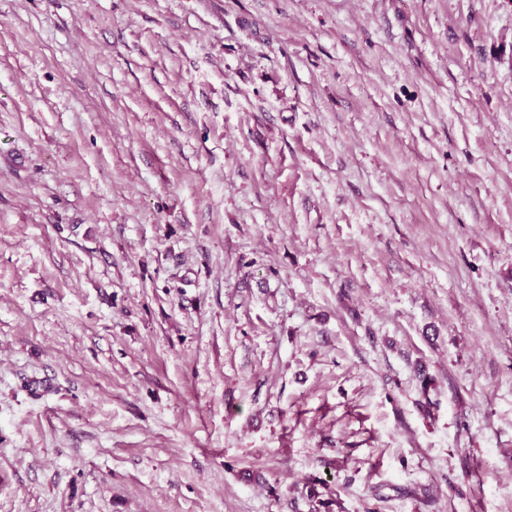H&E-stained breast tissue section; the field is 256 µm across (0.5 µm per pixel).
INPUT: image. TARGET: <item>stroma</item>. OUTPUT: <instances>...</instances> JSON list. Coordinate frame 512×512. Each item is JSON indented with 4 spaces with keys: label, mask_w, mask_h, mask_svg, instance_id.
Returning <instances> with one entry per match:
<instances>
[{
    "label": "stroma",
    "mask_w": 512,
    "mask_h": 512,
    "mask_svg": "<svg viewBox=\"0 0 512 512\" xmlns=\"http://www.w3.org/2000/svg\"><path fill=\"white\" fill-rule=\"evenodd\" d=\"M0 512H512V0H0Z\"/></svg>",
    "instance_id": "35a3bbf8"
}]
</instances>
